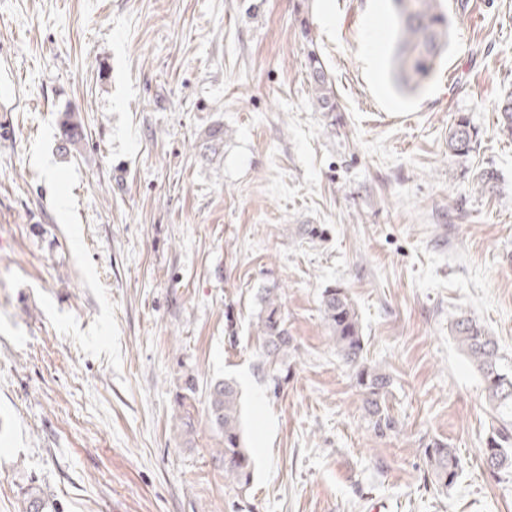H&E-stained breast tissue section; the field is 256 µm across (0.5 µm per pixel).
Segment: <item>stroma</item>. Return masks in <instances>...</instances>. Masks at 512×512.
Returning a JSON list of instances; mask_svg holds the SVG:
<instances>
[{"mask_svg": "<svg viewBox=\"0 0 512 512\" xmlns=\"http://www.w3.org/2000/svg\"><path fill=\"white\" fill-rule=\"evenodd\" d=\"M444 8L448 52L403 94L390 0H0V512L31 487L55 512H512L450 332L468 312L512 359V0ZM303 17L343 111L332 134ZM461 115L466 158L448 153ZM483 166L494 194L472 188ZM272 285L295 349L263 369ZM331 286L392 376L386 436L322 318ZM218 378L240 386L255 458L239 501L212 458ZM433 441L463 469L445 492ZM61 145L62 149L67 151V148H76L83 139L82 125L77 117L70 115L61 124ZM478 144V131L465 115L458 117L448 129V153L450 156L466 158ZM426 464L435 484L446 491L452 488L459 477V460L454 448L443 442H432L424 448Z\"/></svg>", "mask_w": 512, "mask_h": 512, "instance_id": "35a3bbf8", "label": "stroma"}]
</instances>
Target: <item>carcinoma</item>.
<instances>
[{
	"label": "carcinoma",
	"instance_id": "cac0c4a2",
	"mask_svg": "<svg viewBox=\"0 0 512 512\" xmlns=\"http://www.w3.org/2000/svg\"><path fill=\"white\" fill-rule=\"evenodd\" d=\"M397 27L392 57L397 88L406 93L417 92L434 73L448 45L449 20L442 0H392ZM301 36L308 44L306 59L318 111L329 119L327 126L336 127L340 111L331 78L315 49L307 21H301ZM501 130L512 136V95L501 99L496 107ZM62 149L76 147L83 139L82 125L71 115L61 124ZM478 144V131L465 115L458 117L448 129V154L466 158ZM498 175L490 167L474 173L472 184L480 193L497 188ZM257 328L262 341L264 360L285 361L294 348L288 335L286 319L278 288H265L257 296ZM321 309L338 356L352 370L355 386L363 396V406L371 430L383 436L398 429V421L386 405L392 378L380 366L368 363L365 355L358 312L343 288H326L321 294ZM450 330L468 362L480 375L485 398L497 427L493 429L484 457L495 460L491 471L512 469V366L500 355L495 337L473 316L461 313L452 321ZM207 417L214 429L224 437V447L216 450L215 459L224 466V487L241 495L250 489L253 479V456L241 427V394L236 381L217 380L210 384ZM426 464L435 484L452 488L459 477V460L455 449L443 442H432L424 448ZM49 501L39 489L27 491V512H48Z\"/></svg>",
	"mask_w": 512,
	"mask_h": 512
}]
</instances>
